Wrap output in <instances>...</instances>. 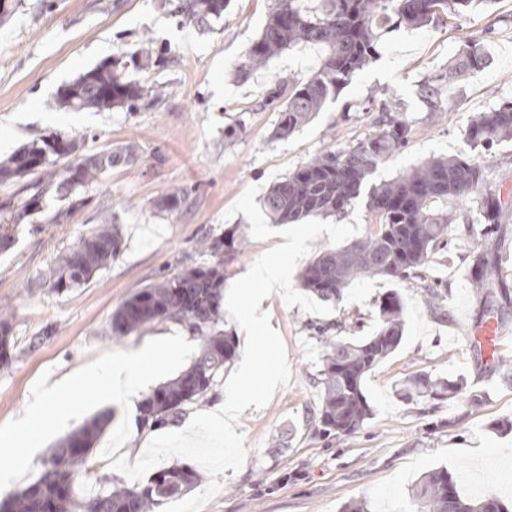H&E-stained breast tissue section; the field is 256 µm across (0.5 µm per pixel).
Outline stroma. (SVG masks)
<instances>
[{
  "label": "stroma",
  "mask_w": 512,
  "mask_h": 512,
  "mask_svg": "<svg viewBox=\"0 0 512 512\" xmlns=\"http://www.w3.org/2000/svg\"><path fill=\"white\" fill-rule=\"evenodd\" d=\"M182 0H21L0 22V160L23 144L59 133L77 138L89 153L126 143L139 145L135 166L107 172L86 188V205L53 222L59 204L45 197L32 223L17 230L18 243L0 254V312L12 315L15 345L0 360V425L20 417L35 381L87 365L108 351H133L150 339L191 331L156 322L116 338L113 312L159 276L202 263L201 236L245 224L228 209L251 186L267 189L311 158L376 131L370 100L393 96L411 128L409 142L382 163L375 181L390 180L433 156L477 157L488 188L512 196V142L473 147L466 129L474 116L512 99V0L452 16L423 29L386 34L378 54L348 80L334 99L285 140L274 138L278 114L265 99L277 82L297 84L319 65L312 47L273 57L244 80L234 66L259 36L275 0H230L223 17L201 25L180 11ZM165 52L133 76L146 88L160 85L162 100L134 112L120 108L71 110L57 102L65 83L118 51H134L142 36ZM486 42L487 65L452 86L445 110L430 111L418 88L466 42ZM184 188L189 206L179 215L154 207L156 199ZM480 198L436 202L455 213L447 248L431 256L422 281L357 280L328 315L288 306L274 294L262 302L270 325L287 346L291 382L263 408H247L234 435L205 422L224 398L191 405L200 417L189 433L132 426L110 466L89 479L140 486L174 465L199 469L202 482L156 512H343L354 502L369 512H418L412 495L421 476L446 468L468 499L512 502V308L500 313L502 356L510 367H487L469 344L474 324L491 309L474 288V248L486 250L500 290L512 297V217L487 227ZM115 218L122 237L112 264L81 288H53L49 269L88 229ZM442 291L430 305L424 286ZM395 291L404 303L405 331L395 353L365 379L373 414L357 433L328 439L309 424L320 404L316 329L344 322L346 335L367 336L376 301ZM425 372L462 378L485 392L480 407L464 398L430 403L400 394L405 380ZM508 429H501V422ZM288 445L276 448L278 435Z\"/></svg>",
  "instance_id": "35a3bbf8"
}]
</instances>
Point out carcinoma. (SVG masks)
I'll use <instances>...</instances> for the list:
<instances>
[{
	"mask_svg": "<svg viewBox=\"0 0 512 512\" xmlns=\"http://www.w3.org/2000/svg\"><path fill=\"white\" fill-rule=\"evenodd\" d=\"M230 0H186L184 12L201 24L224 16ZM491 0H276L258 38L235 67L243 80L279 53L297 46L321 50L319 66L309 77L288 87L279 102L275 136L286 139L336 96L341 86L377 53L383 32L391 25L420 29ZM136 58L147 66L156 60L154 41L144 37L138 50L118 52L62 85L58 101L73 110L97 112L125 108L132 112L145 95L158 101L164 90H146L132 78L125 62ZM488 54L484 43L468 42L439 73L424 80L420 94L431 111L442 109L446 88L484 67ZM379 129L351 145L326 151L274 183L263 198V207L275 224H294L308 216L344 213L359 200L377 215L380 227L347 246L323 247L300 273L302 287L324 303L337 304L355 279L382 277L397 281L421 278L420 269L429 257L448 245L452 217L432 207L438 200L465 201L487 182L484 166L475 158H432L399 177L373 183L379 164L400 153L411 129L395 104H379ZM467 139L487 148L512 138V100L482 112L466 129ZM140 159L138 146L128 143L115 150L87 154L75 139L58 133L43 136L15 150L0 162V183L19 181L29 175L28 195L18 203L8 202V218L0 222V253L16 245L15 227L29 223L40 212L45 195L61 203L57 221L84 206L83 191L113 167H129ZM188 198L184 189L160 197L155 208L173 215ZM487 224H501L512 215V201L487 192L481 199ZM247 235L236 225L222 234H209L200 241V251L210 261L163 277L125 300L112 315V333L127 336L153 322L173 320L186 325L201 340L192 364L177 377L146 394L139 404V423L145 429L174 424L187 406L212 396L217 380L237 358L236 337L220 329L219 306L224 286V259L243 253ZM119 229L99 224L64 253L52 269L56 288H80L121 252ZM491 260L484 251H474L471 278L486 298L497 301L499 293L490 272ZM403 302L398 293L383 297L377 306V328L370 336L351 340L333 334L341 325L319 329L321 362L317 384L321 405L314 421L315 433L330 437L351 435L372 416L364 393V380L399 347L404 332ZM10 318L0 316V356L14 346ZM404 397L444 401L468 393L471 407L483 396L467 390L463 380L432 377L420 372L403 388ZM103 414L86 422L51 449L40 476L16 494L0 501L7 512H154L164 501L174 500L202 481L201 472L172 465L157 471L142 486L128 487L106 480L90 498L81 495L78 479L85 475L88 457L110 424ZM424 512H509L499 499L488 496L465 500L446 469L427 472L414 490Z\"/></svg>",
	"mask_w": 512,
	"mask_h": 512,
	"instance_id": "carcinoma-1",
	"label": "carcinoma"
}]
</instances>
